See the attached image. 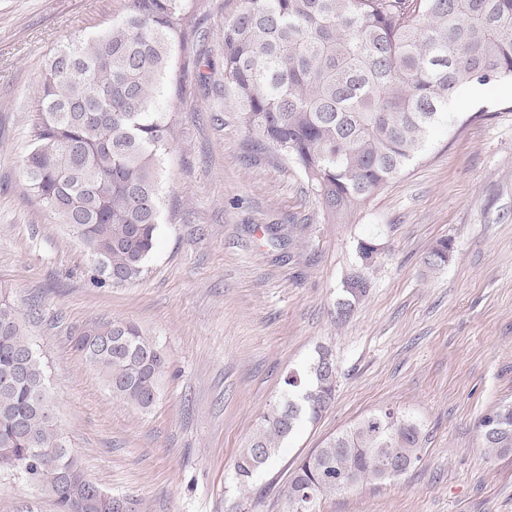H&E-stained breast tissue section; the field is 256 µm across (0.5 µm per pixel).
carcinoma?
<instances>
[{"label":"carcinoma","instance_id":"cac0c4a2","mask_svg":"<svg viewBox=\"0 0 512 512\" xmlns=\"http://www.w3.org/2000/svg\"><path fill=\"white\" fill-rule=\"evenodd\" d=\"M190 15L191 0H128L109 28L59 49L39 85L26 186L61 223L86 230L100 288L136 281L155 249L159 176L177 124L162 100L195 32ZM222 40L224 98L240 124L300 169L328 220L348 224L436 129L461 121L448 103L465 83L512 78V0H242ZM452 249L441 239L423 263L440 269ZM367 288L358 275L344 281L337 319ZM73 343L112 397L144 412L156 405L166 355L136 324L93 323ZM336 377L327 348L288 373L234 462L239 482L319 420ZM53 408L26 315L0 298V468L26 478L55 455L58 475L40 486L57 512H74L95 483L58 434ZM480 428L486 447L512 451V405L484 415ZM422 458L417 420L371 413L297 462L283 489L288 512H321L323 500L393 480Z\"/></svg>","mask_w":512,"mask_h":512}]
</instances>
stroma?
<instances>
[{"label":"stroma","mask_w":512,"mask_h":512,"mask_svg":"<svg viewBox=\"0 0 512 512\" xmlns=\"http://www.w3.org/2000/svg\"><path fill=\"white\" fill-rule=\"evenodd\" d=\"M127 0H0V296L20 309L46 365L55 422L87 476L134 512H287L295 463L327 436L391 408L427 439L420 464L326 499L322 512H512V452L485 447L488 410L512 404V80L455 96L464 125L436 130L349 224L328 222L293 164L257 153L217 87L224 23L241 0H192L202 33L176 56L175 137L161 171L155 251L134 283L89 280L74 227L30 192L22 165L37 90L69 38L101 31ZM288 244H268L270 226ZM374 238L363 266L357 245ZM454 250L441 269L424 254ZM369 288L334 317L345 279ZM137 323L168 365L150 412L113 398L74 351L85 324ZM332 350L336 397L248 485L234 461L284 377ZM0 512H57L53 497L0 471ZM452 249L453 243L451 239H441L426 254L423 263L431 270L441 269L447 264Z\"/></svg>","instance_id":"obj_1"}]
</instances>
